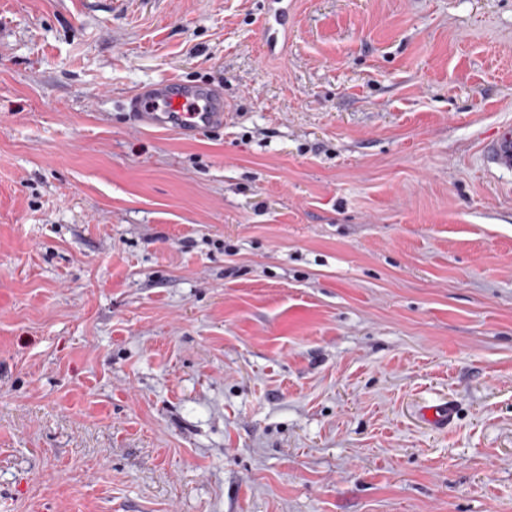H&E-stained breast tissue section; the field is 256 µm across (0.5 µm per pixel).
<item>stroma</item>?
<instances>
[{
	"instance_id": "stroma-1",
	"label": "stroma",
	"mask_w": 512,
	"mask_h": 512,
	"mask_svg": "<svg viewBox=\"0 0 512 512\" xmlns=\"http://www.w3.org/2000/svg\"><path fill=\"white\" fill-rule=\"evenodd\" d=\"M264 3L0 0V512H512V0ZM292 2L290 0H269L263 20L264 55L276 57L282 53V42L288 39V17ZM124 108L141 129L198 136L224 127V89L212 83L147 81L126 98ZM490 164L498 169L512 170V126H502L487 147Z\"/></svg>"
}]
</instances>
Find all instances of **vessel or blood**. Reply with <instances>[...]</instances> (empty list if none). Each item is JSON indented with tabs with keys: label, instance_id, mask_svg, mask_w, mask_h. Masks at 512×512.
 Listing matches in <instances>:
<instances>
[{
	"label": "vessel or blood",
	"instance_id": "obj_1",
	"mask_svg": "<svg viewBox=\"0 0 512 512\" xmlns=\"http://www.w3.org/2000/svg\"><path fill=\"white\" fill-rule=\"evenodd\" d=\"M291 0H269L263 20L264 54L276 57L288 37ZM124 107L141 129L198 136L224 125V90L206 82L160 78L140 84ZM490 164L512 170V126L501 127L487 147Z\"/></svg>",
	"mask_w": 512,
	"mask_h": 512
}]
</instances>
